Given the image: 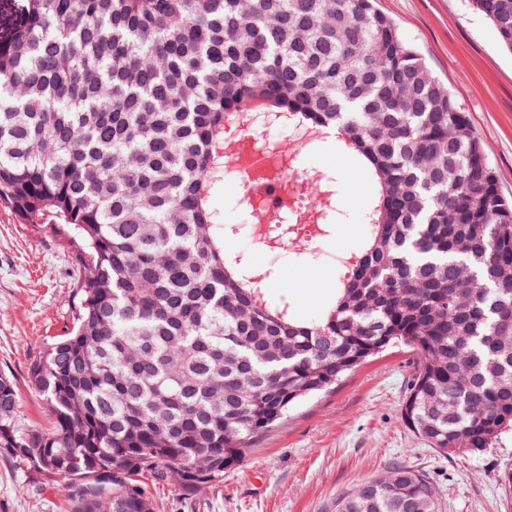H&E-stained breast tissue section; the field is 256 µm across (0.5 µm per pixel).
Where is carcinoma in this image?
Segmentation results:
<instances>
[{
    "mask_svg": "<svg viewBox=\"0 0 512 512\" xmlns=\"http://www.w3.org/2000/svg\"><path fill=\"white\" fill-rule=\"evenodd\" d=\"M512 51V0H471ZM259 113L338 131L371 186L330 307L268 295L211 207ZM291 223L322 225L335 189ZM0 200L83 253L76 323L28 383L0 375V453L66 481L72 512H153L146 474L193 495L251 441L385 349L419 359L401 405L447 454L512 437V204L448 87L376 0H5ZM336 512H440L418 471L361 483Z\"/></svg>",
    "mask_w": 512,
    "mask_h": 512,
    "instance_id": "cac0c4a2",
    "label": "carcinoma"
}]
</instances>
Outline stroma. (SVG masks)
Wrapping results in <instances>:
<instances>
[{
  "label": "stroma",
  "instance_id": "stroma-1",
  "mask_svg": "<svg viewBox=\"0 0 512 512\" xmlns=\"http://www.w3.org/2000/svg\"><path fill=\"white\" fill-rule=\"evenodd\" d=\"M433 74L467 112L482 140L499 189L512 198V53L469 0H378ZM267 138L295 160L299 174L336 182L329 233L300 226L294 239L257 245L239 204L240 186L225 170L212 206L236 253L259 268H273L272 300L290 296L309 316L330 301L338 278L337 252L353 250L364 226L370 187L354 156L337 141H316L283 127ZM81 254L61 225L21 223L0 201V374L16 381L26 423L48 426L44 401L27 383L31 359L46 342L71 330L78 302ZM409 349H392L358 366L335 388L309 400L246 449L222 482L184 499L174 478H148L155 512H334L336 502L368 479L398 466L424 473L441 512H512L501 475L512 471V441L479 455H444L406 426L401 404L417 370ZM61 485L43 484L0 457V512H70Z\"/></svg>",
  "mask_w": 512,
  "mask_h": 512
}]
</instances>
